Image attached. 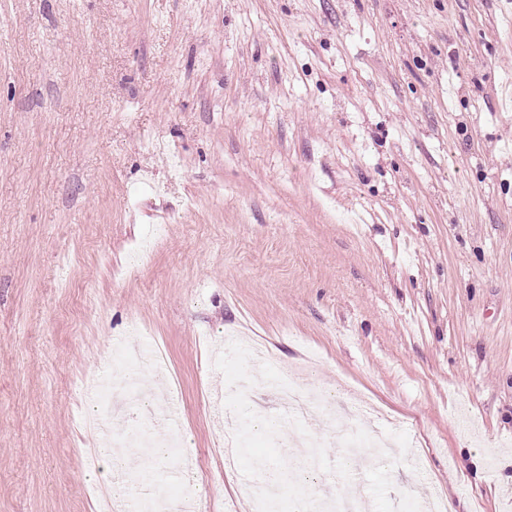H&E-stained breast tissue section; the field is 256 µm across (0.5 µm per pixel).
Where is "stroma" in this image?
I'll return each mask as SVG.
<instances>
[{
  "label": "stroma",
  "mask_w": 512,
  "mask_h": 512,
  "mask_svg": "<svg viewBox=\"0 0 512 512\" xmlns=\"http://www.w3.org/2000/svg\"><path fill=\"white\" fill-rule=\"evenodd\" d=\"M508 88L500 0H0V512L178 473L197 512H253L246 478L335 436L293 512L373 430L379 512H512ZM117 342L177 381L148 471L83 462ZM286 370L362 414L254 429Z\"/></svg>",
  "instance_id": "obj_1"
}]
</instances>
